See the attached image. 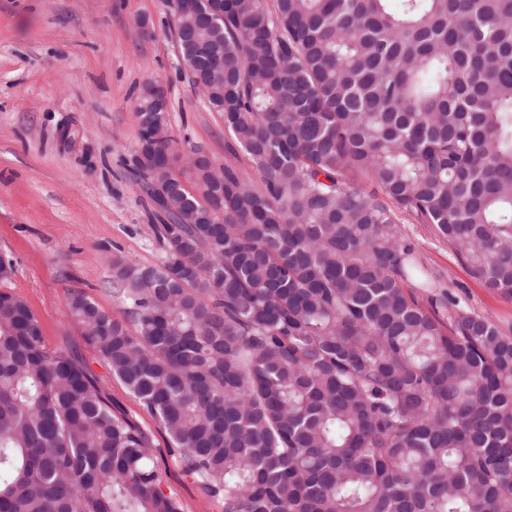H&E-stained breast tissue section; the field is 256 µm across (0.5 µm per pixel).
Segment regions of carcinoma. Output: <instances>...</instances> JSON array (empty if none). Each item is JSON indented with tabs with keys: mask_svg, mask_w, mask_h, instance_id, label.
Wrapping results in <instances>:
<instances>
[{
	"mask_svg": "<svg viewBox=\"0 0 512 512\" xmlns=\"http://www.w3.org/2000/svg\"><path fill=\"white\" fill-rule=\"evenodd\" d=\"M177 3L235 165L175 152L144 87L133 174L162 259L112 254L121 317L71 321L222 512H512V326L397 224L512 299V0ZM372 184L367 191L355 179ZM0 512H179L149 437L1 288ZM398 226L404 237L415 244L429 270L441 275L445 284L462 287L451 289L461 295L471 311L489 316L500 324L512 325V299L507 300L483 288L469 268L459 260L453 247L437 234L433 225L412 224L409 217L402 216Z\"/></svg>",
	"mask_w": 512,
	"mask_h": 512,
	"instance_id": "cac0c4a2",
	"label": "carcinoma"
}]
</instances>
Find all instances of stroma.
I'll return each mask as SVG.
<instances>
[{
    "mask_svg": "<svg viewBox=\"0 0 512 512\" xmlns=\"http://www.w3.org/2000/svg\"><path fill=\"white\" fill-rule=\"evenodd\" d=\"M146 17L139 27L137 17ZM165 0H0V256L13 263L7 291L38 317L48 348L74 354L117 415L151 439L163 488L180 512H220L167 452V436L88 345L66 307L81 292L121 316L112 293L115 252L158 263L150 201L131 175L134 106L144 86H164L178 149L234 162L224 120L178 67ZM424 265L455 285L468 308L512 325V299L490 292L433 225L402 218Z\"/></svg>",
    "mask_w": 512,
    "mask_h": 512,
    "instance_id": "obj_1",
    "label": "stroma"
}]
</instances>
